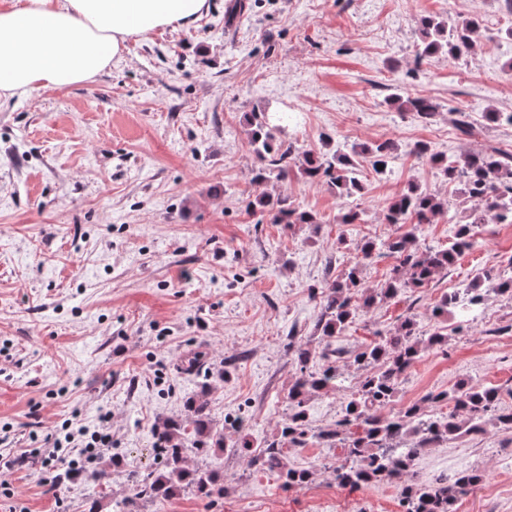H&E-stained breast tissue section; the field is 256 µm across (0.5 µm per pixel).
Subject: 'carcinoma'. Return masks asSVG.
I'll return each mask as SVG.
<instances>
[{"label":"carcinoma","mask_w":512,"mask_h":512,"mask_svg":"<svg viewBox=\"0 0 512 512\" xmlns=\"http://www.w3.org/2000/svg\"><path fill=\"white\" fill-rule=\"evenodd\" d=\"M478 27L479 22L473 18L463 19L451 27L448 22L435 17L420 18V43L416 45L415 61L429 60L443 52L460 58L466 53L472 33ZM387 101L423 119L431 118L440 109L439 104L428 98L405 97L400 93L391 94ZM247 123L252 151L260 163L256 178L264 182L284 180L296 167L306 177L351 196L364 190L362 163H369L375 173L382 174L396 150L391 142L363 146L350 154L339 148L332 152L301 150L291 143L277 142L278 126L271 124L268 113L252 112L247 116ZM430 159L437 164L445 179L461 185V195L474 204L468 221L457 225L447 247L422 250L417 244V225L428 224L447 210V202L420 191L415 185L404 189L387 206V220L392 224H404L413 217L416 223L386 241L367 239L355 247L359 261L367 260L382 250L397 256L399 265L394 269V277L387 287L378 292L361 293L358 266L354 265L343 278L326 283L317 320L320 335L335 336L348 326L360 309H371L396 297L404 288L425 285L447 271L459 255L470 249L474 225L502 224L512 216L511 155L473 153L452 157L432 154ZM247 207L274 224L315 223L310 212L289 204L288 198L281 195L259 194L248 200ZM492 285L498 293L512 298V278L504 280L496 267H484L473 275L463 297L442 298L435 307V313L444 314L450 305L474 307L480 303L485 289ZM445 342L446 337L440 333L426 340L420 338L415 322L410 318L404 319L393 331L357 356L360 365H375L377 369L368 371L359 381L353 396L343 405L336 427L318 431L310 427L306 403L313 394L331 388L337 368L328 353L299 349V374L288 392L291 410L278 435L259 444L261 469L275 473L286 488L309 483L312 472L290 466L284 448H302L316 441L328 448L342 449L345 461L334 469L336 483L356 489L383 480V474L390 465L385 448L395 436L414 433L423 442L430 436L446 440L451 435L468 433L472 423L498 407V389L459 383L454 391V402L465 410L463 418L456 411L433 418L416 405L395 418L381 420L373 417V413L399 393L402 377L398 364L414 363L419 359L422 347H441ZM211 446L224 447V433L213 426L208 402L192 400L187 404V419H166L159 425L155 448L161 456L162 468L129 475L136 487V498H168L184 483L192 486L202 499L224 492V474L212 468L191 469L186 465V449L204 451ZM482 479L478 471L471 470L449 480L441 478L431 485L412 482L400 495V502L404 512H452L455 499L450 490L462 484L475 486Z\"/></svg>","instance_id":"cac0c4a2"}]
</instances>
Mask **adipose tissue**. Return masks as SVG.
I'll return each instance as SVG.
<instances>
[{"label":"adipose tissue","mask_w":512,"mask_h":512,"mask_svg":"<svg viewBox=\"0 0 512 512\" xmlns=\"http://www.w3.org/2000/svg\"><path fill=\"white\" fill-rule=\"evenodd\" d=\"M208 0H0V101L92 80L127 37L194 24Z\"/></svg>","instance_id":"adipose-tissue-1"}]
</instances>
